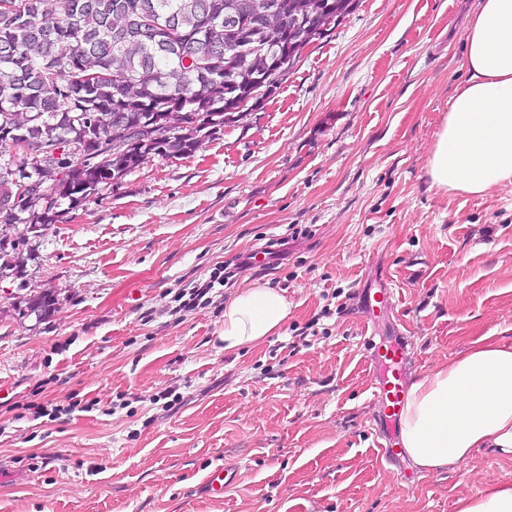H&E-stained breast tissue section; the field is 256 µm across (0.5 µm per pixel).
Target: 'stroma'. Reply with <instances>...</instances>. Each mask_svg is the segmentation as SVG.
<instances>
[{"mask_svg": "<svg viewBox=\"0 0 512 512\" xmlns=\"http://www.w3.org/2000/svg\"><path fill=\"white\" fill-rule=\"evenodd\" d=\"M469 2L360 0L191 156L151 157L56 223L5 226L24 244L0 271V512H456L512 484V461L485 450L453 472L382 457L371 393L373 344L406 336L412 379L479 337L512 344V183L480 197L426 174L467 78ZM292 224L312 235L283 264L170 316L181 290ZM255 280L292 313L225 352L224 300ZM45 293L54 312L27 314ZM33 400L75 410L36 420ZM218 464L233 474L212 500Z\"/></svg>", "mask_w": 512, "mask_h": 512, "instance_id": "obj_1", "label": "stroma"}]
</instances>
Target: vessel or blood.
<instances>
[{"label": "vessel or blood", "instance_id": "b4317fda", "mask_svg": "<svg viewBox=\"0 0 512 512\" xmlns=\"http://www.w3.org/2000/svg\"><path fill=\"white\" fill-rule=\"evenodd\" d=\"M407 348L404 341L394 340L377 349V363L384 372L373 384L383 421L392 425L400 418L407 398L406 386Z\"/></svg>", "mask_w": 512, "mask_h": 512}]
</instances>
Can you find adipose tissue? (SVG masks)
Segmentation results:
<instances>
[{"label":"adipose tissue","instance_id":"1","mask_svg":"<svg viewBox=\"0 0 512 512\" xmlns=\"http://www.w3.org/2000/svg\"><path fill=\"white\" fill-rule=\"evenodd\" d=\"M466 43L467 79L448 103L426 169L441 190L482 196L512 183V0H477ZM290 311L269 283L240 288L224 304L225 352L261 343ZM399 437L424 471L457 470L483 448L512 460V344L480 337L414 379Z\"/></svg>","mask_w":512,"mask_h":512}]
</instances>
